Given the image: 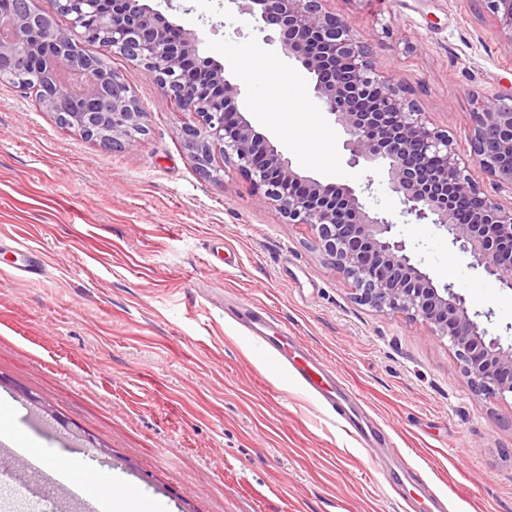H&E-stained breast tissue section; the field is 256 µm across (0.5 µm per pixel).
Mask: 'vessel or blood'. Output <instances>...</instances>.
<instances>
[{
  "instance_id": "b4317fda",
  "label": "vessel or blood",
  "mask_w": 512,
  "mask_h": 512,
  "mask_svg": "<svg viewBox=\"0 0 512 512\" xmlns=\"http://www.w3.org/2000/svg\"><path fill=\"white\" fill-rule=\"evenodd\" d=\"M237 318L252 339L276 355L305 393L340 416L346 430L361 444L370 450L388 447L383 431L358 413V394L337 383L335 371L308 349L291 343L287 331L277 327L266 311L247 305Z\"/></svg>"
}]
</instances>
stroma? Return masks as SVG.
Instances as JSON below:
<instances>
[{
	"label": "stroma",
	"mask_w": 512,
	"mask_h": 512,
	"mask_svg": "<svg viewBox=\"0 0 512 512\" xmlns=\"http://www.w3.org/2000/svg\"><path fill=\"white\" fill-rule=\"evenodd\" d=\"M194 32L200 56L263 59L267 85L225 67L239 107L264 88L277 117L248 119L299 173L363 190L436 286L452 285L490 334L512 343V293L431 224L403 223L376 164L347 162L345 134L319 111L299 141L288 111L312 98L300 63L231 0H149ZM430 127L469 156L481 100L512 92V49L482 0H329ZM145 134L106 148L0 80V427L55 457L119 476L166 512H401L434 491L447 512H512V399L477 393L447 338L421 320L359 303L304 226L260 205L226 162L202 178L184 118L121 56ZM42 274L21 272L18 245ZM266 308L356 389L425 478L391 488L371 451L305 394L232 318ZM22 491L9 512H79L39 467L0 468Z\"/></svg>",
	"instance_id": "1"
}]
</instances>
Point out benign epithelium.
I'll return each mask as SVG.
<instances>
[{
	"label": "benign epithelium",
	"mask_w": 512,
	"mask_h": 512,
	"mask_svg": "<svg viewBox=\"0 0 512 512\" xmlns=\"http://www.w3.org/2000/svg\"><path fill=\"white\" fill-rule=\"evenodd\" d=\"M273 32L288 56L311 75L313 91L347 139L349 164L383 160L387 185L402 213L446 232L503 290L512 291V206L487 195L448 134L428 126L406 88L380 71L368 45L350 33L328 0H230ZM512 49V0H484ZM69 26L38 0H0L9 33L0 40V76L32 73L38 105L59 124L112 147L146 132L145 112L126 77L111 68L119 54L157 80L185 121L186 147L199 174L226 161L250 180L257 199L290 224L306 226L311 247L351 282L355 299L421 319L456 349L472 387L512 395V344L489 335L465 299L434 284L395 238L391 219L372 212L348 185L324 184L296 171L277 146L237 108V85L222 64L198 55L196 35L168 21L147 0H54ZM93 44V55L84 45ZM210 83L201 89L194 79ZM471 163L512 187V94L479 103L471 128Z\"/></svg>",
	"instance_id": "benign-epithelium-1"
}]
</instances>
